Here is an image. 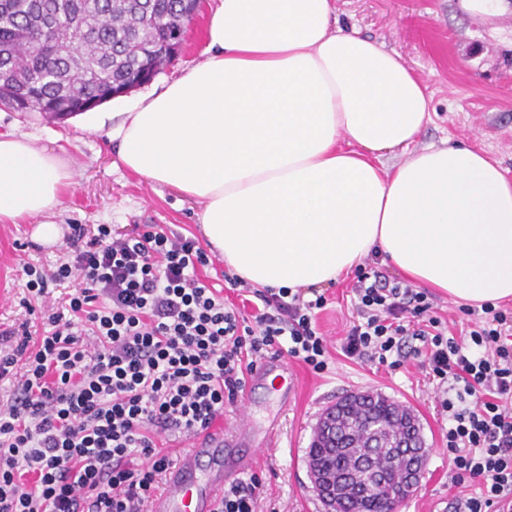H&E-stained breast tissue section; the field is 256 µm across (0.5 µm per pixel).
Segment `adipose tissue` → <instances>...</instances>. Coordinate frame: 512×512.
<instances>
[{"mask_svg":"<svg viewBox=\"0 0 512 512\" xmlns=\"http://www.w3.org/2000/svg\"><path fill=\"white\" fill-rule=\"evenodd\" d=\"M334 2L220 0L203 60L89 128L197 200L207 243L255 287L320 288L379 252L449 299L512 300V181L456 143L379 166L426 125V87ZM71 179L53 150L0 133V224L34 218L56 242L47 216Z\"/></svg>","mask_w":512,"mask_h":512,"instance_id":"obj_1","label":"adipose tissue"}]
</instances>
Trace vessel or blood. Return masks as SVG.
<instances>
[{
	"label": "vessel or blood",
	"mask_w": 512,
	"mask_h": 512,
	"mask_svg": "<svg viewBox=\"0 0 512 512\" xmlns=\"http://www.w3.org/2000/svg\"><path fill=\"white\" fill-rule=\"evenodd\" d=\"M248 431L231 434L206 432L179 456L168 473L163 490L150 500V512H217L224 495L225 469H242L243 459L234 448L245 443Z\"/></svg>",
	"instance_id": "b4317fda"
}]
</instances>
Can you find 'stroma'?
<instances>
[{"label": "stroma", "mask_w": 512, "mask_h": 512, "mask_svg": "<svg viewBox=\"0 0 512 512\" xmlns=\"http://www.w3.org/2000/svg\"><path fill=\"white\" fill-rule=\"evenodd\" d=\"M341 24L396 53L426 86L430 120L415 149L453 142L473 147L500 161L512 179V0L495 26L463 13L458 0H335ZM218 0H200L183 48L138 94L159 90L202 60L208 15ZM26 135L34 145L53 150L73 172V184L61 205L49 214L59 228L56 243L34 236V224H0V351L10 352L26 325L39 336L41 305L64 306L75 286L49 287L41 301L31 300L22 266L31 263L55 270L67 262L66 239L75 224L93 235L97 225L119 230L137 224H165L173 231L200 235V204L176 189L147 181L127 169L104 132L83 122L58 120L37 113L21 115L0 108V132ZM353 274L323 287L326 306L317 324L326 339L329 369L313 372L297 359H287L288 403L272 386L247 388L236 405L224 408L222 421L232 428L242 415L253 426L275 420L277 447L261 453L251 466L261 482L257 512H325L315 494L306 464L314 428L328 407L344 395L380 392L417 414L430 455L419 490L395 512H454L459 497L478 493L477 483L452 484L446 433L448 418L439 405L441 391L415 357L397 369L345 356L342 342L356 320Z\"/></svg>", "instance_id": "1"}]
</instances>
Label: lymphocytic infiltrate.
<instances>
[{
	"instance_id": "obj_1",
	"label": "lymphocytic infiltrate",
	"mask_w": 512,
	"mask_h": 512,
	"mask_svg": "<svg viewBox=\"0 0 512 512\" xmlns=\"http://www.w3.org/2000/svg\"><path fill=\"white\" fill-rule=\"evenodd\" d=\"M66 243L71 262L23 272L39 297L49 283L79 279L67 311L44 312L35 346L0 356V378L22 371L0 406V512H145L174 464L164 443L212 427L258 360L328 368L315 322L323 294L258 289L261 309L242 318L198 276L206 250L162 225L117 233L101 224L91 240L77 230ZM355 278L345 355L398 367L420 341L423 367L452 390L440 401L451 480L480 485L455 512H512V311L484 305L459 340L427 291L368 264Z\"/></svg>"
}]
</instances>
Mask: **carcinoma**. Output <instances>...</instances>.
Here are the masks:
<instances>
[{"label": "carcinoma", "instance_id": "carcinoma-1", "mask_svg": "<svg viewBox=\"0 0 512 512\" xmlns=\"http://www.w3.org/2000/svg\"><path fill=\"white\" fill-rule=\"evenodd\" d=\"M193 0H0V107L87 112L142 84ZM412 412L381 394H348L336 430L314 432L309 474L336 484L334 512H394L422 442Z\"/></svg>", "mask_w": 512, "mask_h": 512}]
</instances>
